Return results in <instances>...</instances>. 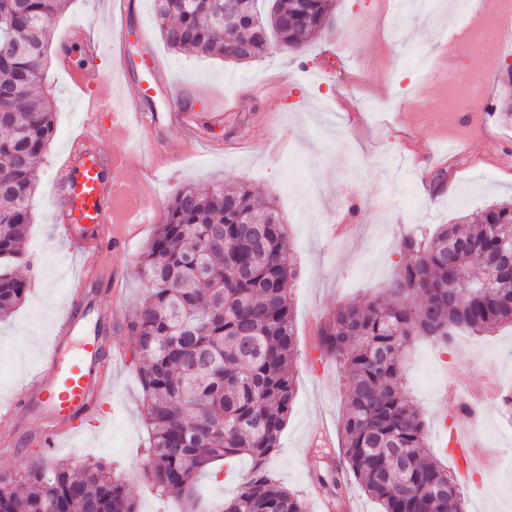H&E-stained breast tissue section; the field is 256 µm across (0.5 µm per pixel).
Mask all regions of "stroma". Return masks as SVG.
I'll return each mask as SVG.
<instances>
[{
  "label": "stroma",
  "instance_id": "obj_1",
  "mask_svg": "<svg viewBox=\"0 0 512 512\" xmlns=\"http://www.w3.org/2000/svg\"><path fill=\"white\" fill-rule=\"evenodd\" d=\"M114 0H70L52 23L48 77L44 84L55 112L53 139L44 157L27 237L30 284L24 303L0 321V401L9 400L40 362L54 327L70 303V284L81 273L79 249L62 234L58 209V163L85 126L90 95H121L119 67L111 53L116 31L109 17ZM128 21L130 69L139 73L149 55L162 62L167 85L151 101L124 102L125 111L153 108L159 146L178 157L173 168H155L137 123L113 136L102 116L94 137L107 154L125 160L128 195L140 201L143 219L123 252L106 255L100 276L124 269L118 292L88 289V308L71 336L63 361L76 358L85 342L108 325L129 321L144 291L138 262L163 210L185 186L208 190L242 182L278 206L300 266L293 288L296 332V397L281 445L269 457L270 474L317 512L311 473L335 461L347 383L332 363L318 362V334L337 307L381 295L400 260L399 240L512 199V86L494 83L487 101L490 121L474 117L458 144L465 160L440 154L429 165L420 158L448 138L449 97L464 98L466 85L448 86L443 15L396 7L393 0H337L333 25L309 38L304 56L284 49L263 59L234 64L218 57L177 54L164 44L153 18V0H136ZM90 33L101 44L95 64L101 81L79 90L69 70L87 66L65 44ZM185 90L183 104L197 113L201 137L185 144L165 116L170 88ZM495 377L512 382V328L484 335L462 333L453 347L418 340L406 361L403 385L416 402L435 456L456 470L445 452L448 430L464 424L455 403H442L447 385L473 390ZM103 413L77 420L55 449L56 461L81 468L102 464L127 479L138 512H179L178 501L157 495L144 476L148 461L142 390L130 358L113 363L101 383ZM20 436L21 449L0 447V473L27 469L42 457L37 424L29 418L0 420V435ZM251 462L225 459L201 474L198 493L221 503L239 490ZM469 512H512V465L475 470L462 482Z\"/></svg>",
  "mask_w": 512,
  "mask_h": 512
}]
</instances>
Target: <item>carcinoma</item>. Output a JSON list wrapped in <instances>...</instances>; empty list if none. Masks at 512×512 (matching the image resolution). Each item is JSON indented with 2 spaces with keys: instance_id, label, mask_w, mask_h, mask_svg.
I'll use <instances>...</instances> for the list:
<instances>
[{
  "instance_id": "obj_1",
  "label": "carcinoma",
  "mask_w": 512,
  "mask_h": 512,
  "mask_svg": "<svg viewBox=\"0 0 512 512\" xmlns=\"http://www.w3.org/2000/svg\"><path fill=\"white\" fill-rule=\"evenodd\" d=\"M69 0H0V320L28 285L25 239L38 169L53 136V112L38 93L51 25ZM162 39L174 52L249 63L267 42L296 52L333 24L336 0H239L238 14L215 18L212 0H153ZM512 201L491 205L471 224H442L404 236L406 261L387 298L344 305L320 329V359L334 360L348 390L339 462L316 475L331 497L354 475L382 512H467L460 484L430 453L420 412L403 388L404 360L420 337L450 347L512 327ZM139 274L151 285L127 328L132 369L144 394L147 477L156 491L185 500L186 512H306L304 500L270 476L295 390L291 290L298 277L288 225L241 183L188 187L164 209ZM469 295L459 298L460 275ZM245 455L252 467L238 493L213 508L193 480L218 459ZM0 512H137L123 477L99 465L56 463L0 474Z\"/></svg>"
}]
</instances>
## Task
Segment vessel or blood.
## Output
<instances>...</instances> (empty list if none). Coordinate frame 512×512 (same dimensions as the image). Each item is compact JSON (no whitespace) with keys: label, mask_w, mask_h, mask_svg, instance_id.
<instances>
[{"label":"vessel or blood","mask_w":512,"mask_h":512,"mask_svg":"<svg viewBox=\"0 0 512 512\" xmlns=\"http://www.w3.org/2000/svg\"><path fill=\"white\" fill-rule=\"evenodd\" d=\"M165 77L158 66H151L146 79L127 81L126 96L145 98L152 85L163 83ZM109 113L112 129L121 132L130 121H139L146 136L157 128L155 115L131 114L116 110L111 99L95 97L86 106L88 130L76 138L59 170L65 188L60 193V206L66 216L64 229L82 246L85 273H93L109 251L124 248L126 235L115 228L116 203L127 190L126 181L115 176L118 159L102 153L92 145L91 127L97 125L102 113ZM80 311L72 304L56 326L55 336L43 354L37 371L21 386L14 400L0 408V419L12 421L22 415L35 417L42 427L48 448H58L77 418L96 414L98 397L95 371L101 364V347L92 341L69 365L61 357L74 331Z\"/></svg>","instance_id":"b4317fda"}]
</instances>
